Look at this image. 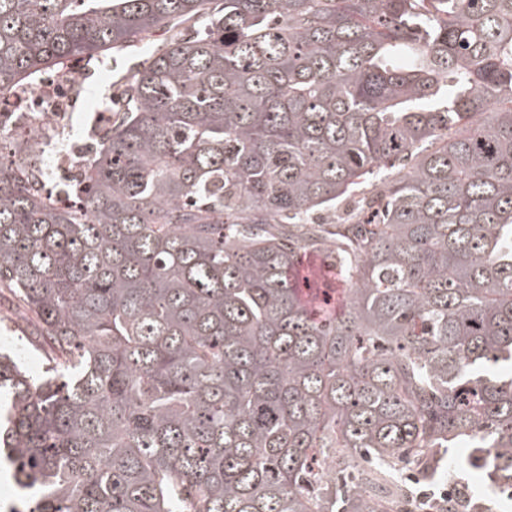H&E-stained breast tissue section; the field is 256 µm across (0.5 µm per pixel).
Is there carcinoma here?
<instances>
[{
    "label": "carcinoma",
    "instance_id": "cac0c4a2",
    "mask_svg": "<svg viewBox=\"0 0 512 512\" xmlns=\"http://www.w3.org/2000/svg\"><path fill=\"white\" fill-rule=\"evenodd\" d=\"M160 27L80 202L0 135L29 512H416L456 440L512 491V0H0V102ZM1 330L0 336L8 337L12 341V346L20 349L26 355L25 366L29 373L38 372L43 374L46 366L44 362L31 351L28 344L27 336L29 329L20 316L11 308L8 302H3L1 306ZM22 337V339H20Z\"/></svg>",
    "mask_w": 512,
    "mask_h": 512
}]
</instances>
